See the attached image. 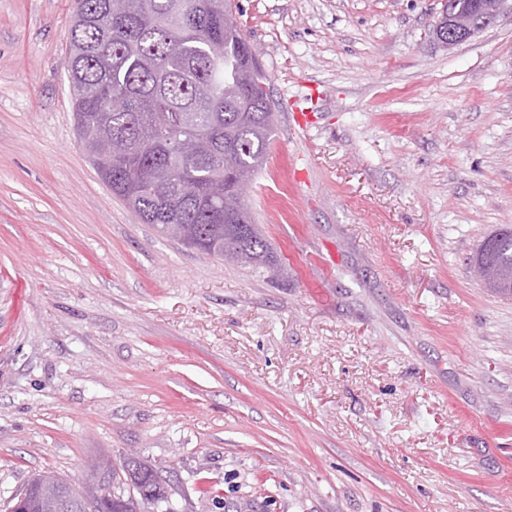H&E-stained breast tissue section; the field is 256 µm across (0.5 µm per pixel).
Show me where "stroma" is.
I'll use <instances>...</instances> for the list:
<instances>
[{
	"label": "stroma",
	"mask_w": 512,
	"mask_h": 512,
	"mask_svg": "<svg viewBox=\"0 0 512 512\" xmlns=\"http://www.w3.org/2000/svg\"><path fill=\"white\" fill-rule=\"evenodd\" d=\"M73 7L0 0V512L132 454L179 512H512V296L470 263L512 227V12L449 48L441 0H233L277 117L259 273L101 180Z\"/></svg>",
	"instance_id": "35a3bbf8"
}]
</instances>
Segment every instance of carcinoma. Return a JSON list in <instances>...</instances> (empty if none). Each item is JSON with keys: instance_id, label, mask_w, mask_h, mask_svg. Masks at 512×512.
<instances>
[{"instance_id": "obj_1", "label": "carcinoma", "mask_w": 512, "mask_h": 512, "mask_svg": "<svg viewBox=\"0 0 512 512\" xmlns=\"http://www.w3.org/2000/svg\"><path fill=\"white\" fill-rule=\"evenodd\" d=\"M75 0L68 30L69 79L78 140L112 193L145 224H200L193 246L252 266L273 263L245 201L240 175L262 167L274 131L266 77L250 43L224 17L231 0ZM120 99L113 106V98ZM207 139L212 151L184 157L179 144ZM512 295V228L487 238L475 262ZM112 512H143L160 495L153 468L126 460L112 471Z\"/></svg>"}]
</instances>
